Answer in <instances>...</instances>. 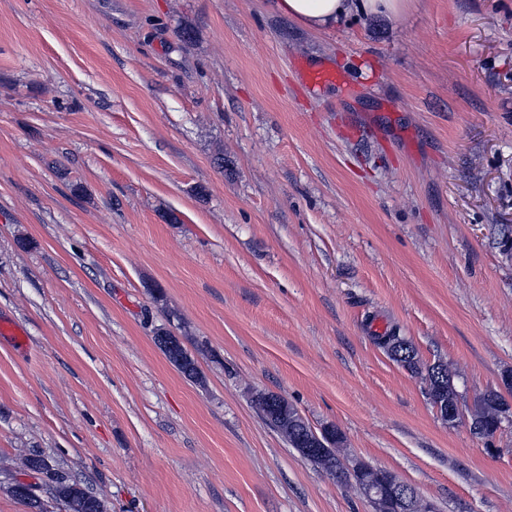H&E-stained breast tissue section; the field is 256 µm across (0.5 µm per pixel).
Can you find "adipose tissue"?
Segmentation results:
<instances>
[{"instance_id": "1", "label": "adipose tissue", "mask_w": 512, "mask_h": 512, "mask_svg": "<svg viewBox=\"0 0 512 512\" xmlns=\"http://www.w3.org/2000/svg\"><path fill=\"white\" fill-rule=\"evenodd\" d=\"M271 13L311 31H326L350 15H362L398 23L410 8V0H269Z\"/></svg>"}]
</instances>
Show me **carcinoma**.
<instances>
[{"label":"carcinoma","instance_id":"1","mask_svg":"<svg viewBox=\"0 0 512 512\" xmlns=\"http://www.w3.org/2000/svg\"><path fill=\"white\" fill-rule=\"evenodd\" d=\"M372 339L396 363L416 374L425 373L431 402L440 401L450 407L460 402L448 364L438 360L424 368L420 367L415 346L401 334L398 327L389 326L383 332L373 334ZM155 342L168 361L185 378L195 382L203 381L195 360L177 337L160 329L156 332ZM251 403L258 416L268 426L282 434L291 447H311L312 426L298 415L297 408L284 396L269 390H257ZM505 405L506 399L503 394L496 390L485 392L472 412V422L483 429L487 436H493L497 419ZM323 439L327 445L326 452L321 454L316 450L307 457V460L341 483L350 481L349 469L341 458L344 443L342 433L333 426ZM23 465L30 471L45 475L46 480L58 484L57 493L67 501L68 512H106V505L102 499L89 494L67 475L56 477L58 467L46 458L35 454L27 455L23 458Z\"/></svg>","mask_w":512,"mask_h":512}]
</instances>
